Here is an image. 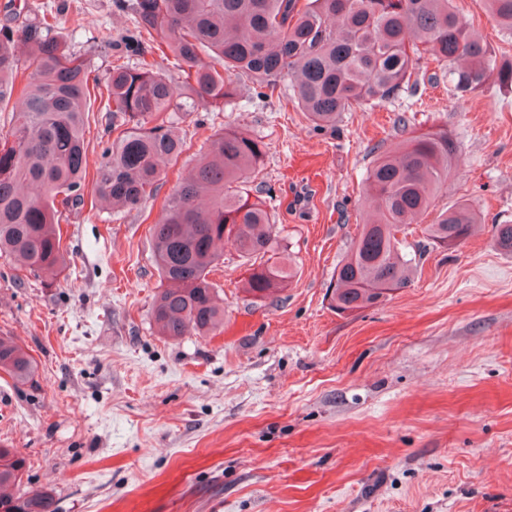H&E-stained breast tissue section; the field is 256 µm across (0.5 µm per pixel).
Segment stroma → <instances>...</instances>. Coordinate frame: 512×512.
I'll return each instance as SVG.
<instances>
[{
  "label": "stroma",
  "instance_id": "1",
  "mask_svg": "<svg viewBox=\"0 0 512 512\" xmlns=\"http://www.w3.org/2000/svg\"><path fill=\"white\" fill-rule=\"evenodd\" d=\"M453 6L495 61L512 60V32L486 0ZM46 11L53 37L99 74L135 24L125 0H0V26ZM227 126L267 145L249 188L294 276L255 304L225 247L210 275L221 332L172 341L151 321L159 203L64 210L57 278L0 256V336L37 365L31 386L0 370V446L26 459L20 492H49L56 512H512V253L494 244L496 225L512 224V91L490 77L456 100L431 61L416 89L331 132L245 80L223 111L175 123L188 149L160 196ZM428 130L458 153L402 235L424 247L417 273L378 305L337 312L336 266L369 218L375 148ZM462 200L475 233L427 242L425 225Z\"/></svg>",
  "mask_w": 512,
  "mask_h": 512
}]
</instances>
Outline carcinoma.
Wrapping results in <instances>:
<instances>
[{"label": "carcinoma", "instance_id": "carcinoma-1", "mask_svg": "<svg viewBox=\"0 0 512 512\" xmlns=\"http://www.w3.org/2000/svg\"><path fill=\"white\" fill-rule=\"evenodd\" d=\"M498 24L512 31V0H487ZM135 26L118 40L117 58L138 65L110 66L103 75L68 41L46 32L57 17L44 13L22 34L0 28V110L12 123L0 129V254L21 267L55 278L66 264L56 201L85 204L88 176L85 113L104 102L112 113V145L92 178L90 204L135 208L155 199L166 165L187 149L171 125L180 112L224 108L235 100L238 75L271 97L283 81L298 106L320 129L336 127L343 112L389 102L408 88L422 59L446 67L453 95L462 100L488 76L512 88V61L497 63L475 40L451 0H131ZM31 43L27 58L15 39ZM171 53L177 75L147 56ZM266 144L226 128L212 139L192 174L162 203L150 227L155 262L165 288L155 296L152 321L173 341L224 325V308L209 275L217 244L232 246L251 267L244 290L270 298L291 277L271 218L247 183ZM457 147L446 132L412 134L379 155L364 192L377 219L363 226L336 267L332 301L344 313L366 308L412 281L418 261L397 233L415 224L455 163ZM478 223L460 202L426 227L434 243L458 247ZM494 241L512 252V224L495 226ZM0 368L14 382H34L29 353L0 336ZM26 460L0 448V512H55L46 491L19 496Z\"/></svg>", "mask_w": 512, "mask_h": 512}]
</instances>
